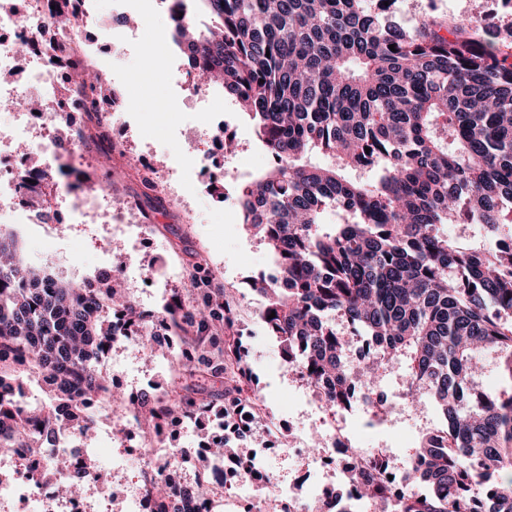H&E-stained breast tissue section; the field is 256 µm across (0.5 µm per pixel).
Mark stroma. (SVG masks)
Masks as SVG:
<instances>
[{"label":"stroma","instance_id":"1","mask_svg":"<svg viewBox=\"0 0 512 512\" xmlns=\"http://www.w3.org/2000/svg\"><path fill=\"white\" fill-rule=\"evenodd\" d=\"M155 7V0H131V13L141 18L134 27L113 16L111 0H94L106 26L83 29L77 37L79 48L93 50L102 68L124 86L129 104L110 128L121 154L106 157L94 147L86 149L92 161L80 168L74 187L75 196L90 203L84 223H70L68 205L62 202L48 209L41 223L5 224L0 231L17 239L30 265L62 281L79 284L118 272L126 293L145 313H160L173 290L183 286L192 254H201L236 310L266 416L309 442L343 431L354 445L387 452L391 466L406 465L422 435L439 424L440 414L430 402L409 412L403 366H395L377 392L386 402L390 422L372 428L367 424L372 412L364 406L336 413L319 407L311 388L298 385L288 371L277 340L259 320L263 299L248 282L271 264L272 254L259 236L241 234L240 211L223 198L238 196L243 183L266 171L272 158L249 116L222 86L212 88L223 98L218 112L199 106L190 95L186 60ZM390 9L405 27L427 14L447 22L472 18L490 35L512 38V9L500 8L494 0H393ZM221 129L232 134L235 153H224L217 145L215 135ZM132 157L151 169L156 182L168 186L167 194L145 195L137 166L128 163ZM119 198L135 204L128 223H152V235L140 240L111 224L108 212ZM185 353L175 337L148 359L138 347L123 342L113 346L100 368L106 376H118L121 389L133 400L166 399L189 382L182 368ZM240 446L262 459L273 482L248 486L230 474L224 491L268 508L278 507L279 487L296 486L317 468L316 459L265 445L256 437ZM137 478L132 463L108 472L104 483L88 490L94 512H121L120 494Z\"/></svg>","mask_w":512,"mask_h":512}]
</instances>
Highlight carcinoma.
<instances>
[{
    "mask_svg": "<svg viewBox=\"0 0 512 512\" xmlns=\"http://www.w3.org/2000/svg\"><path fill=\"white\" fill-rule=\"evenodd\" d=\"M383 0H173L170 28L196 84H220L254 120L273 166L241 187L242 223L275 257V276L250 280L285 363L330 411L380 385L401 362L405 397L426 395L444 423L423 436L394 495L375 466L353 471L361 497L396 512H512V388L477 379L490 358L512 381V42L467 22L431 15L404 28ZM82 0H53L54 21L75 22ZM79 106L100 112L112 87L70 58ZM94 73L93 79L82 78ZM371 151H365V148ZM333 211L337 224L325 222ZM458 228L448 234L447 227ZM0 455L32 459L63 431L85 435L96 417L84 400L109 394L98 364L126 341L112 313L141 316L115 299L25 265L0 233ZM275 317L268 318V315ZM163 318L195 354L192 376L223 388L193 390L146 409L158 436L175 416H214L224 427L259 402L234 311L202 257ZM37 374L51 404L19 409L13 388ZM250 456L224 442L200 459ZM205 483L150 486L154 512H179Z\"/></svg>",
    "mask_w": 512,
    "mask_h": 512,
    "instance_id": "1",
    "label": "carcinoma"
}]
</instances>
